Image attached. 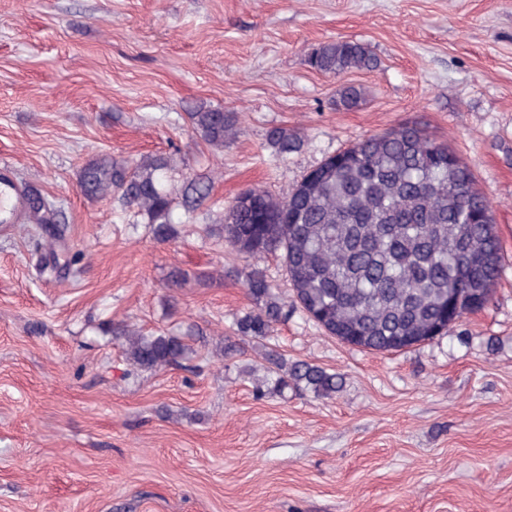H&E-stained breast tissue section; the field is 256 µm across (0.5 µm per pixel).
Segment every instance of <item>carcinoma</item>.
<instances>
[{"label": "carcinoma", "instance_id": "1", "mask_svg": "<svg viewBox=\"0 0 512 512\" xmlns=\"http://www.w3.org/2000/svg\"><path fill=\"white\" fill-rule=\"evenodd\" d=\"M308 63L333 76L376 66L367 47L350 40L321 43ZM361 99L353 86L339 90L346 108ZM188 119L194 135L214 148L239 133L236 116L221 110L200 109ZM268 140L280 156L298 143L285 128L272 130ZM171 170L163 156L130 162L101 155L82 167L79 187L89 198L117 199L152 226L157 240L168 241L180 223L175 204L190 214L211 190V181L200 176L185 178L177 189ZM484 200L448 145L408 124L360 140L282 199L245 190L224 215V240L255 260L281 253L294 296L282 299L259 266L245 267L239 277L257 309L236 318L233 331L267 340L272 326L299 308L341 342L381 353L448 333L491 302L499 276L500 242L485 218ZM33 210L42 260L56 270L58 210L45 198L33 201ZM118 335L140 370L183 368L192 354L179 336L130 327ZM266 362L259 381L282 397L291 389L329 398L342 386L341 375L276 351L266 354Z\"/></svg>", "mask_w": 512, "mask_h": 512}]
</instances>
